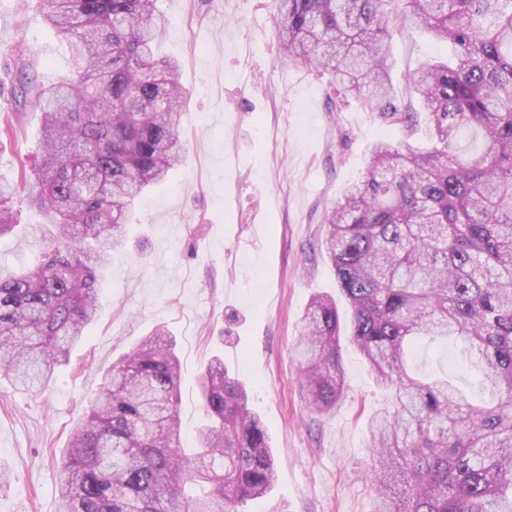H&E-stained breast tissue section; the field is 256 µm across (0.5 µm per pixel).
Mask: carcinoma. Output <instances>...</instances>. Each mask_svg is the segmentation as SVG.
<instances>
[{
    "label": "carcinoma",
    "mask_w": 512,
    "mask_h": 512,
    "mask_svg": "<svg viewBox=\"0 0 512 512\" xmlns=\"http://www.w3.org/2000/svg\"><path fill=\"white\" fill-rule=\"evenodd\" d=\"M283 57L327 74L401 130L373 144L363 178L325 215L326 250L351 313L348 341L388 403L369 420L376 512H512V0H272ZM67 42L68 75L14 95L44 115L42 170L17 186L40 209L39 257L0 273V379L48 386L100 306V276L149 190L181 162L179 64L160 58L157 0H41ZM412 21L453 57L406 77L397 104L389 46ZM13 192L0 186V235ZM451 337L490 403L405 364L412 342ZM294 353L311 412L345 390L341 317L314 296ZM179 359L158 327L112 365L70 431L58 512H238L275 469L248 393L213 357L200 380L207 423L181 445Z\"/></svg>",
    "instance_id": "obj_1"
}]
</instances>
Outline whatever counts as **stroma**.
Wrapping results in <instances>:
<instances>
[{"label": "stroma", "mask_w": 512, "mask_h": 512, "mask_svg": "<svg viewBox=\"0 0 512 512\" xmlns=\"http://www.w3.org/2000/svg\"><path fill=\"white\" fill-rule=\"evenodd\" d=\"M169 20L161 55L180 64L185 103L179 131L187 153L154 187L131 221L127 250L112 256L100 309L69 365L37 396L0 381V463L12 473L0 512H56V465L73 423L98 393L106 370L156 325H167L181 363L180 420L190 434L203 417L199 376L221 356L249 393L270 443L276 480L270 497L239 512H373L366 478L368 420L386 392L366 360L344 346L346 392L325 416L306 406L291 354L313 295L346 309L323 241L324 213L359 179L372 143L384 136L427 142L382 125L355 102L337 104L326 77L285 63L271 0H158ZM448 54L416 25L391 43V79L407 101L404 76ZM38 80L69 70V52L39 0H0V179L36 178L42 114L19 106L11 86L20 64ZM17 227L0 236V272L35 262L34 225L43 213L14 199ZM410 367L447 375L472 400L487 397L452 340L421 344Z\"/></svg>", "instance_id": "stroma-1"}]
</instances>
